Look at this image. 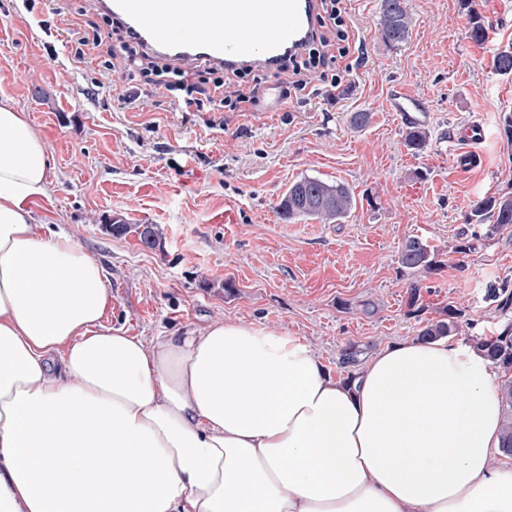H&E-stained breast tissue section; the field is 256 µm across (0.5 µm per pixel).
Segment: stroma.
Masks as SVG:
<instances>
[{
    "label": "stroma",
    "instance_id": "obj_1",
    "mask_svg": "<svg viewBox=\"0 0 512 512\" xmlns=\"http://www.w3.org/2000/svg\"><path fill=\"white\" fill-rule=\"evenodd\" d=\"M97 2L0 0V97L52 150V186L34 218L101 263L112 297L105 324L158 341L215 319L255 322L307 337L337 378L348 344L373 358L416 339L449 304L463 311L462 341L512 325V308L498 305L512 296V226L469 222L473 201L512 195L502 126L512 75L493 67L512 46V0H404L410 29L395 46L381 35V0H349L354 36L336 62V91L270 112H185L143 75L105 69L113 41ZM473 12L488 27L481 44L467 35ZM97 33L99 46L74 64V39ZM395 87L430 108L422 152L406 146V125L387 107ZM357 112L371 113L366 127L352 124ZM471 123L486 135L479 164L462 170L459 134ZM305 176L348 185L355 210L339 224L281 219L282 195ZM116 216L159 225L160 247L108 235ZM411 236L433 247V271L401 267ZM413 283L417 316L407 307Z\"/></svg>",
    "mask_w": 512,
    "mask_h": 512
}]
</instances>
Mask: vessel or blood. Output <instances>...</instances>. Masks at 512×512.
<instances>
[{
    "label": "vessel or blood",
    "mask_w": 512,
    "mask_h": 512,
    "mask_svg": "<svg viewBox=\"0 0 512 512\" xmlns=\"http://www.w3.org/2000/svg\"><path fill=\"white\" fill-rule=\"evenodd\" d=\"M101 7L122 21L150 54L168 62L204 60L228 70L276 71L282 58L302 51L315 29L319 0H100ZM270 21L278 34H263L257 24ZM223 23V38L211 28ZM388 108L408 124H425L427 107L400 90L388 97ZM485 138L481 125H470L458 163L474 162L471 144Z\"/></svg>",
    "instance_id": "vessel-or-blood-1"
}]
</instances>
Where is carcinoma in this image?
I'll return each mask as SVG.
<instances>
[{
    "label": "carcinoma",
    "mask_w": 512,
    "mask_h": 512,
    "mask_svg": "<svg viewBox=\"0 0 512 512\" xmlns=\"http://www.w3.org/2000/svg\"><path fill=\"white\" fill-rule=\"evenodd\" d=\"M380 26L384 40L396 45L407 37L410 18L403 6V0H382ZM468 34L475 42H483L488 35V28L481 17L474 13L469 18ZM496 71L501 75L512 74V47L498 51L493 59ZM428 140V133L422 126H407L405 142L414 151L423 149ZM356 206L351 189L343 183H331L320 178L304 177L294 182L282 196L278 210L284 220L297 218L316 219L323 224H333L346 217ZM488 218L493 219L492 229L512 224V196H485L474 201L471 221L482 224ZM105 229L114 237L134 233L138 239L153 237L155 243H161V232L157 225L149 224L141 228L139 224H128L114 218L105 225ZM400 264L406 269L429 273L434 270L430 246L419 237H409L402 244L399 256ZM462 310L448 304L442 310V318L426 323L419 331V339L433 340L443 336H452L459 327ZM474 347L496 366L512 368V329L506 328L499 335L478 337ZM363 351L355 344L348 345L341 358V363L348 368L347 379L353 380L359 373ZM500 397L503 420L501 429L502 451L512 456V379L501 383Z\"/></svg>",
    "instance_id": "cac0c4a2"
}]
</instances>
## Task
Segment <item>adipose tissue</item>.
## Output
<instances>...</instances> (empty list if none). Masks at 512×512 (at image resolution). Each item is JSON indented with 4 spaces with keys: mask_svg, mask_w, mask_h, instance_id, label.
Wrapping results in <instances>:
<instances>
[{
    "mask_svg": "<svg viewBox=\"0 0 512 512\" xmlns=\"http://www.w3.org/2000/svg\"><path fill=\"white\" fill-rule=\"evenodd\" d=\"M50 171L0 98V512H512L481 351L400 343L347 384L261 324L105 326L100 263L34 222Z\"/></svg>",
    "mask_w": 512,
    "mask_h": 512,
    "instance_id": "ef3b65f1",
    "label": "adipose tissue"
}]
</instances>
